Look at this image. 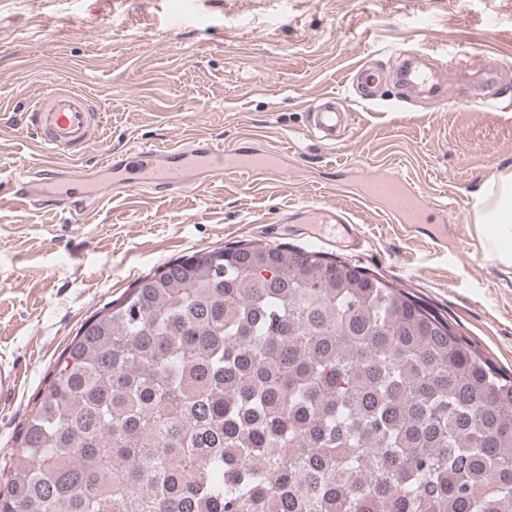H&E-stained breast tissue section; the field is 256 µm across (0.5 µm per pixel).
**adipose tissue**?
I'll use <instances>...</instances> for the list:
<instances>
[{"label":"adipose tissue","instance_id":"obj_1","mask_svg":"<svg viewBox=\"0 0 512 512\" xmlns=\"http://www.w3.org/2000/svg\"><path fill=\"white\" fill-rule=\"evenodd\" d=\"M475 224L484 227L483 253L503 269H512V167L500 171L475 199Z\"/></svg>","mask_w":512,"mask_h":512}]
</instances>
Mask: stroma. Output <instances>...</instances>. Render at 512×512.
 Segmentation results:
<instances>
[{
  "label": "stroma",
  "instance_id": "stroma-1",
  "mask_svg": "<svg viewBox=\"0 0 512 512\" xmlns=\"http://www.w3.org/2000/svg\"><path fill=\"white\" fill-rule=\"evenodd\" d=\"M0 0V364L19 375L0 397V464L57 358L78 328L135 280L182 256L260 240L316 246L275 218L308 203L345 208L359 226L364 267L447 319L496 366L512 370V273L476 261L474 200L512 167V0ZM431 55L460 101L357 100L350 83L372 59L392 72L401 54ZM93 96L105 115L80 159L87 172L136 144L209 138L284 153L285 178L200 176L189 188L120 187L75 221L63 208L11 200L39 168L25 129L49 82ZM510 108L477 109L490 89ZM332 94L353 128L328 146L309 109ZM405 176L448 225L413 231L338 190L365 172Z\"/></svg>",
  "mask_w": 512,
  "mask_h": 512
}]
</instances>
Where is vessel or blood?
I'll list each match as a JSON object with an SVG mask.
<instances>
[{
    "instance_id": "b4317fda",
    "label": "vessel or blood",
    "mask_w": 512,
    "mask_h": 512,
    "mask_svg": "<svg viewBox=\"0 0 512 512\" xmlns=\"http://www.w3.org/2000/svg\"><path fill=\"white\" fill-rule=\"evenodd\" d=\"M397 74L402 84L421 86L433 92L439 101L457 96L455 90L435 85L431 74L416 68L411 61H403ZM382 82L380 71L365 65L359 66L352 77L357 96L368 103L382 100ZM312 118L311 132L327 144H335L344 121L336 108L335 97L322 98L313 107ZM25 124L48 155L66 152L76 156L86 151L97 138L102 115L87 94L53 84L27 112ZM106 166L123 172L127 187L151 184L167 191L187 188L200 169L212 176L239 174L255 178L279 176L285 172L277 153L255 150L244 154L206 140L179 141L162 149L132 146L114 155ZM42 177L48 183L46 190H37L35 182L22 181L16 187V197L27 200L37 195L43 202L65 207L78 216L87 212L89 202L100 201L112 188L111 181L85 183L71 168L51 163L45 165ZM360 196L367 203L383 206L390 222L410 229L430 218L427 207L408 188L406 181L395 174L361 177ZM289 219L295 223L329 225L328 240L337 247L356 250L362 245L358 226L341 210L302 206L294 209Z\"/></svg>"
}]
</instances>
